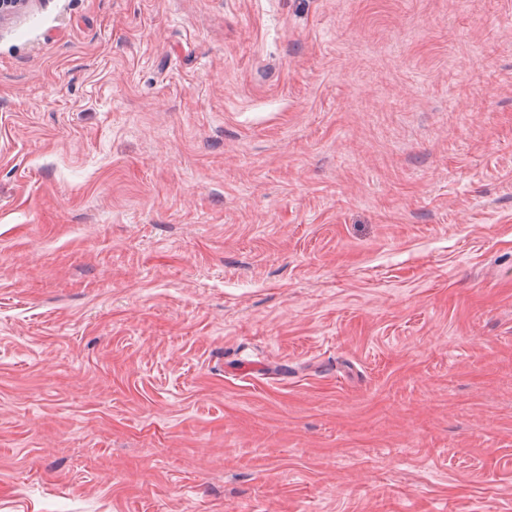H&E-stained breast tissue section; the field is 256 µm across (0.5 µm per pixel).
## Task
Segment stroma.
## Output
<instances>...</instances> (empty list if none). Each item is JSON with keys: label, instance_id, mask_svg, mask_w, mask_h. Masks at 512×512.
Instances as JSON below:
<instances>
[{"label": "stroma", "instance_id": "35a3bbf8", "mask_svg": "<svg viewBox=\"0 0 512 512\" xmlns=\"http://www.w3.org/2000/svg\"><path fill=\"white\" fill-rule=\"evenodd\" d=\"M0 512H512V0L0 20Z\"/></svg>", "mask_w": 512, "mask_h": 512}]
</instances>
